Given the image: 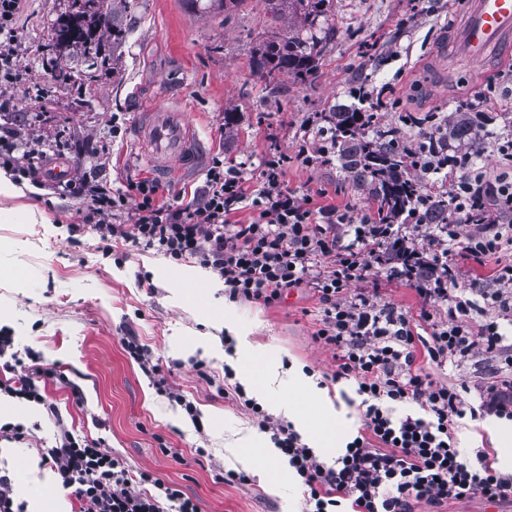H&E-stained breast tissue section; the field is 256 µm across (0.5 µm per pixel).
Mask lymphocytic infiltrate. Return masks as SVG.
<instances>
[{
    "label": "lymphocytic infiltrate",
    "instance_id": "lymphocytic-infiltrate-1",
    "mask_svg": "<svg viewBox=\"0 0 512 512\" xmlns=\"http://www.w3.org/2000/svg\"><path fill=\"white\" fill-rule=\"evenodd\" d=\"M27 6L28 0H0L1 87L19 76L5 48ZM339 146L335 127L312 120L295 156H267L254 179L241 165L214 158L205 184L187 200L162 202L150 179L114 191L80 177L63 190L88 198L80 221L93 225L101 243L198 264L222 279L230 299L269 306L292 289L313 290L321 312L314 338L334 352V379L356 383L359 435L326 463L291 425L272 420L241 386L233 388L306 487L304 512H413L421 502L438 508L474 495L512 499V472L494 468L482 451L467 462L455 433L464 418L512 421V264L498 265L488 279L462 267L512 246V225L495 214L512 211V177L479 167L477 145L452 148L442 123L404 146L405 178L422 191L395 217L316 206L288 190L289 161L330 163ZM436 202L449 211L434 221ZM245 208L252 218L242 223L236 215ZM127 211L133 223H115ZM372 277L377 286H369ZM383 283L413 287L423 300L419 314L382 302ZM480 356L494 358L496 371L474 389L429 372L460 370ZM408 403L421 413L402 412ZM42 461L72 491L80 512H200L177 486L132 471L122 457L65 429Z\"/></svg>",
    "mask_w": 512,
    "mask_h": 512
}]
</instances>
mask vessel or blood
Here are the masks:
<instances>
[{
  "label": "vessel or blood",
  "instance_id": "vessel-or-blood-1",
  "mask_svg": "<svg viewBox=\"0 0 512 512\" xmlns=\"http://www.w3.org/2000/svg\"><path fill=\"white\" fill-rule=\"evenodd\" d=\"M453 39L459 52L474 63L512 55V0H468ZM133 137L159 173L171 176L195 161L192 127L172 109L140 113Z\"/></svg>",
  "mask_w": 512,
  "mask_h": 512
}]
</instances>
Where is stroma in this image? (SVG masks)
Listing matches in <instances>:
<instances>
[{"mask_svg": "<svg viewBox=\"0 0 512 512\" xmlns=\"http://www.w3.org/2000/svg\"><path fill=\"white\" fill-rule=\"evenodd\" d=\"M461 2L332 0L316 73L302 81L288 73L265 80L250 69L269 29L264 0L210 16L185 0H116L115 21L100 26L93 59L56 40L58 23L79 9L78 0H30L17 22L19 78L6 90L13 109L0 114V135L22 146L30 133L42 134L39 163L48 177L24 195L0 197V211L11 217L0 223V336L11 337L12 351L54 364L61 377L47 382L46 405L0 399V421L31 432L22 440L0 438V469L12 476L24 512H44L48 498L67 512L79 510L41 463L42 449L54 445L63 425L78 439L101 441L132 470L176 484L197 499L200 512H303L304 488L278 449L247 448L246 437L271 434L226 393L224 370L249 368L246 394L275 420L284 418L278 400H296L312 427L302 442L333 461L361 430L362 417L354 381L333 380V353L314 339L312 291L287 292L268 307L229 299L215 274L199 285L188 277L189 264L120 242L103 247L89 226L71 233L87 202L52 186L86 175L123 190L151 177L129 131L138 113L170 104L194 128L198 162L162 182L166 201L201 187L214 155L251 174L267 155L292 157L307 119L331 120L355 107L354 86L385 87L399 98V111L379 114L376 124L398 128L413 144L430 132L427 116L455 111L473 85L491 81L494 96L475 107L492 117L493 130H512V57L433 80L431 58L447 47ZM116 24L127 32L118 45ZM62 71L69 80L59 79ZM116 116L123 122L117 137ZM284 183L320 205L360 213L375 206L371 184L337 161H291ZM31 209L44 223H28ZM129 336L147 351L152 369L129 354ZM268 361L281 366L270 384ZM296 365L322 382L323 401L306 397L291 372ZM187 401L195 415L186 413ZM324 427L335 429V447H320L315 432ZM229 471L246 474L247 482L225 481Z\"/></svg>", "mask_w": 512, "mask_h": 512, "instance_id": "obj_1", "label": "stroma"}]
</instances>
